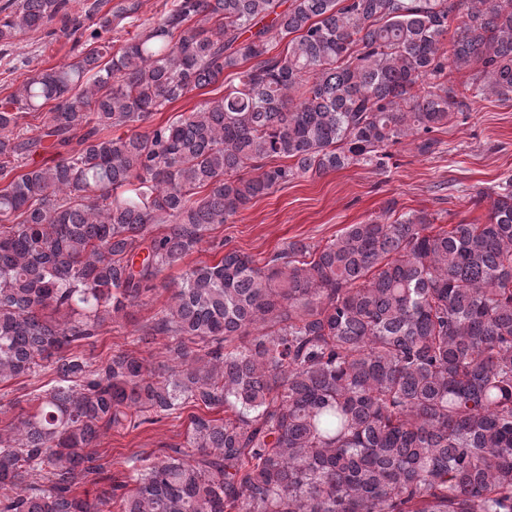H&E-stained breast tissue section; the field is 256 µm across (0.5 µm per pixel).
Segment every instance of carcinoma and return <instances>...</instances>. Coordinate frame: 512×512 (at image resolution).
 I'll return each mask as SVG.
<instances>
[{
	"label": "carcinoma",
	"instance_id": "carcinoma-1",
	"mask_svg": "<svg viewBox=\"0 0 512 512\" xmlns=\"http://www.w3.org/2000/svg\"><path fill=\"white\" fill-rule=\"evenodd\" d=\"M283 4L174 0L116 52L103 35L133 5L14 0L0 18L4 43L91 28L77 61L0 100V382L55 375L0 428V512H512V176L484 224L411 211L187 269L140 336L166 362L73 351L253 199L383 169L408 138L433 154L454 115L512 100V0ZM227 70L222 97L138 130ZM46 138L65 153L17 172ZM184 413L193 454L133 455L112 482L102 434Z\"/></svg>",
	"mask_w": 512,
	"mask_h": 512
}]
</instances>
